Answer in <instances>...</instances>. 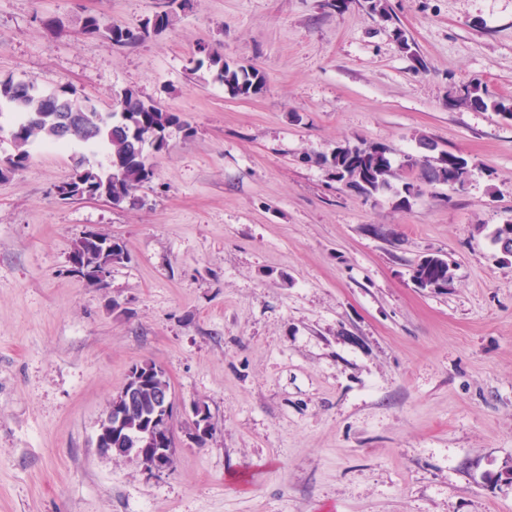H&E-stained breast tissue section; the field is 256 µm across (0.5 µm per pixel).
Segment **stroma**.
<instances>
[{"instance_id":"1","label":"stroma","mask_w":512,"mask_h":512,"mask_svg":"<svg viewBox=\"0 0 512 512\" xmlns=\"http://www.w3.org/2000/svg\"><path fill=\"white\" fill-rule=\"evenodd\" d=\"M387 4L389 22L328 0H191L116 46L81 36L84 18L134 30L159 0H0V78L105 112L132 89L187 124L150 150L131 203L60 200L72 156L39 146L0 179V512H512V257L493 242L512 224V118L448 106L475 83L512 99V0ZM202 46L262 89L229 93ZM423 137L471 176L404 204ZM361 141L389 148L392 192L321 165ZM90 232L125 249L100 290L70 263ZM430 255L447 287L415 282ZM146 360L175 393L159 475L95 444ZM190 0H165V10L160 18H156L149 27L150 22H146L139 32V39H142L152 31L163 30L171 25L173 17L176 16L177 11H185L190 6ZM192 436L195 438L196 442H198L200 437H206L209 433V436L212 438L214 434V426H211L210 429V419H208V412L204 406L195 405L192 409ZM207 440L202 439L197 444L205 446L207 444Z\"/></svg>"}]
</instances>
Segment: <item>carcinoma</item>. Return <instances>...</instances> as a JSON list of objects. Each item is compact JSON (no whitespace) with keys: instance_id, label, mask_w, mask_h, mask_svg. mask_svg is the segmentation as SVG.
Segmentation results:
<instances>
[{"instance_id":"cac0c4a2","label":"carcinoma","mask_w":512,"mask_h":512,"mask_svg":"<svg viewBox=\"0 0 512 512\" xmlns=\"http://www.w3.org/2000/svg\"><path fill=\"white\" fill-rule=\"evenodd\" d=\"M190 6V0H165L162 16L152 24H144L139 31L145 37L154 30H163L171 25L177 11ZM124 29L117 25H106L94 15L85 18L81 34L104 37L117 45ZM208 65L215 68V80L231 93L248 96L262 85V75L256 69L232 68L224 62L221 54L207 49ZM448 100L453 106H469L477 110H492L512 115V103L490 94L479 84L473 85L467 98L451 94ZM118 109L101 112L87 97L69 86L47 91L32 82L0 80V112H11L16 122L10 133L12 152L0 159V177L24 168L31 158L33 147L42 144L62 143L78 149L74 153L72 174L62 182L67 189L61 200L92 194L105 197L112 205L134 202L133 192L153 177L147 164V150L159 149L165 144V133L171 127H183L180 116L158 105L144 101L132 90H125L117 100ZM420 147L425 153L409 159L408 168L415 173L413 180L404 184L401 203L417 192V185H446L458 190L464 187L470 170L468 166H455V154L443 152L438 158L430 156L436 145L422 138ZM103 152L107 166L93 167L86 161L82 151ZM321 163L336 172V178L347 181L366 196H372L391 188L393 169L390 158L382 151V145L362 141L354 146L337 148ZM494 243L504 255L512 256V224L498 228ZM73 254L79 256L85 268L82 277L94 288L104 284L95 278L94 271L102 264L112 265L124 259V249L112 238L90 233L74 246ZM414 278L425 280L431 286H445L451 279L448 261L439 256H428L420 261ZM169 386L165 371L155 374L153 383L139 389L134 398L132 413L123 423V441L136 446L144 441L148 424L158 412L155 392Z\"/></svg>"}]
</instances>
